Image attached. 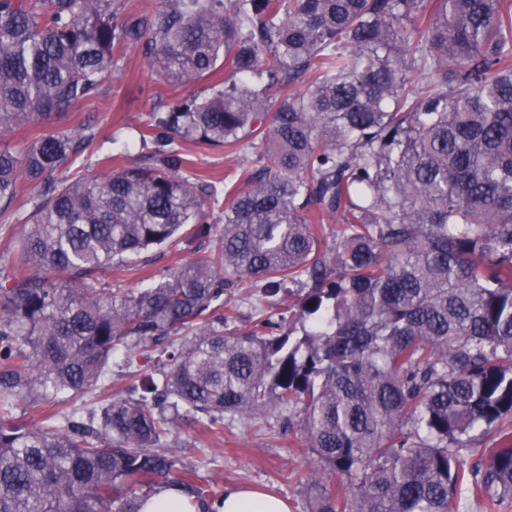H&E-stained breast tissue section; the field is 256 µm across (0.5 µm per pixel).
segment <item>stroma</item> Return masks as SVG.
Instances as JSON below:
<instances>
[{
    "label": "stroma",
    "mask_w": 512,
    "mask_h": 512,
    "mask_svg": "<svg viewBox=\"0 0 512 512\" xmlns=\"http://www.w3.org/2000/svg\"><path fill=\"white\" fill-rule=\"evenodd\" d=\"M119 64L121 76L113 80L103 95L74 105L55 121L62 128L74 129L89 123L98 130L93 145L71 164L70 175L91 176L108 165L116 169L145 164L146 152L136 144L138 118L163 111L172 98L202 93L212 80L220 81L229 75L223 65L214 79L205 78L190 85L173 84L151 70L139 46L126 48ZM174 147L184 159V175L213 183L215 194L209 201V210L219 225L224 222L225 183H241L245 170L267 161L258 149L233 152L182 140L176 141ZM204 254V249L178 240L144 253L137 266L113 264L104 280L117 292L140 288L148 275L176 268ZM287 418V412L273 408L255 421L225 416L219 429L186 423L175 431L168 451L174 459L195 468L201 481L223 489L232 485L254 486L286 499L291 512H306L308 502L298 479L313 470V459L300 433L288 429Z\"/></svg>",
    "instance_id": "35a3bbf8"
}]
</instances>
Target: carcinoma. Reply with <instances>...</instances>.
I'll list each match as a JSON object with an SVG mask.
<instances>
[{"label": "carcinoma", "mask_w": 512, "mask_h": 512, "mask_svg": "<svg viewBox=\"0 0 512 512\" xmlns=\"http://www.w3.org/2000/svg\"><path fill=\"white\" fill-rule=\"evenodd\" d=\"M138 43L177 84L229 68L208 96L145 115L147 165L58 176L91 124L0 149V216L39 187L20 250L0 257V512H142L171 486L217 502L165 445L181 422L272 405L314 459L308 512L511 498L512 0H162L149 19L122 0H0V135L99 97ZM248 136L268 163L225 190L214 234L213 187L181 173L174 141ZM178 235L208 254L103 287L112 262ZM246 282L298 300L247 330L224 299ZM177 336L158 376L99 416L8 417L104 383L120 347L132 365Z\"/></svg>", "instance_id": "cac0c4a2"}]
</instances>
